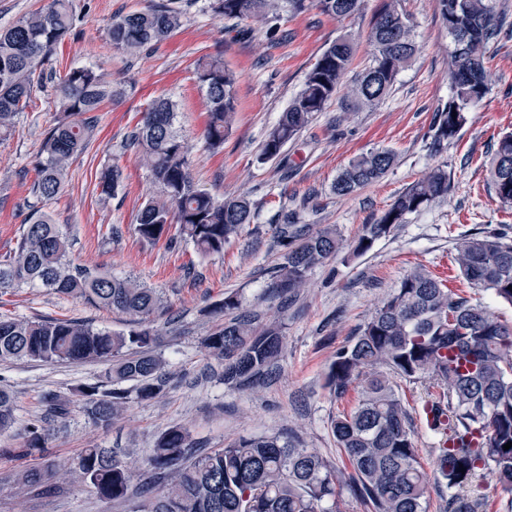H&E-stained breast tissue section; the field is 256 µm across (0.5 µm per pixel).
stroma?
<instances>
[{
  "mask_svg": "<svg viewBox=\"0 0 512 512\" xmlns=\"http://www.w3.org/2000/svg\"><path fill=\"white\" fill-rule=\"evenodd\" d=\"M382 0H362L359 11L336 19L312 8L283 14L288 37L271 42L265 30L240 31L208 7L209 0H186L182 26L167 39L128 56L106 36L111 16L150 7L153 0H73L79 20L53 53L57 70L92 66L114 80L121 93L99 114V132L87 151L69 167L63 192L45 204L71 235L74 263L133 277L159 290L166 309L157 319L156 350L168 363L169 382L158 400H132L125 415L109 426L94 425L80 395L97 383L104 366L0 361V388L15 397L13 428L0 434V512H139L142 499L122 503L99 498L85 484L59 483L47 490H27L14 481L20 469L38 465L35 457L16 455L25 428L45 413V399L55 394L71 403L67 422L54 424L49 459L54 469H73L83 449L119 448L135 473L146 471L159 434L173 425L187 427L198 446L214 449L241 436L281 433L298 446L317 449L332 464L340 451L330 429L341 410L325 386L327 367L372 314L376 304L413 268L438 270L453 265L454 241L463 235L501 232L512 237V208L502 205L488 184L489 163L502 132L512 130V36L500 34L489 47L490 94L467 116L454 140L432 151L431 126L450 94L448 33L436 0H402L412 15L418 51L396 79L391 93L370 109L349 112L333 100L288 145V174L277 163H259L262 142L322 51L336 38L354 43L347 73L355 78L372 59L368 35ZM222 53L233 70L236 114L220 151L203 138L206 100L194 69L202 56ZM178 104L176 128L189 150L190 173L218 197L248 193L255 216L223 253L199 256L193 245L148 242L134 231L141 206L158 188L141 165L126 136L155 98ZM62 117L53 87L37 92L20 113L7 140L0 142V261L20 240L22 226L37 200L30 187L32 161L44 134ZM386 148L397 155L394 169L378 183L352 196L332 191L339 172L361 153ZM447 162L452 188L445 202L412 215L362 254L350 246L392 203L394 197L429 167ZM118 167L123 183L105 199L97 186L101 169ZM311 229L332 228L347 247L315 268L310 283L286 313L287 349L278 378L263 388L239 392L225 386L222 368L200 345L220 317L210 312L216 300L239 293L246 308L267 314L272 304V272L280 246L275 227L281 214ZM0 316L88 321L94 328L125 331L128 316L73 300L42 288H17L0 294Z\"/></svg>",
  "mask_w": 512,
  "mask_h": 512,
  "instance_id": "stroma-1",
  "label": "stroma"
}]
</instances>
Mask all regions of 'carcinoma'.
Here are the masks:
<instances>
[{"instance_id":"carcinoma-1","label":"carcinoma","mask_w":512,"mask_h":512,"mask_svg":"<svg viewBox=\"0 0 512 512\" xmlns=\"http://www.w3.org/2000/svg\"><path fill=\"white\" fill-rule=\"evenodd\" d=\"M293 14L310 0H210V8L227 21H249L266 27L272 40L287 33L273 25L282 3ZM448 31V75L451 95L438 109L431 148L453 140L467 122L470 108L491 91L485 66L487 45L501 31L497 0H437ZM361 0H315L320 11L340 19L355 14ZM182 11L161 3L145 11L115 16L106 26L112 47L133 56L164 40L182 25ZM72 0H48L0 30V138L11 135L17 116L26 111L45 80L56 82L65 119L39 144L33 194L42 202L63 190L73 159L90 145L99 122L96 112L119 94L112 81L93 67H70L60 73L44 61L71 32ZM369 67L350 87L357 108L372 107L391 91L398 73L417 51L414 23L401 0H383L372 25ZM353 46L346 38L325 49L308 72L302 88L267 133L259 161L282 162L288 144L337 98ZM204 93L207 122L204 138L212 149L224 145L236 112V74L221 55H207L195 66ZM175 104L152 101L128 134L125 146L137 150L159 195L139 210L135 232L149 242L192 243L209 256L224 252L253 218L246 195L218 199L200 188L189 172L188 147L175 128ZM396 155L378 149L351 160L332 185L338 196H350L391 171ZM123 175L116 167L99 177L100 194L112 197ZM489 184L499 202L512 207V132L498 140L489 167ZM448 164L431 167L400 192L373 223L363 225L355 243L358 253L388 236L409 216L448 197ZM176 234L168 236L171 226ZM283 247L271 287L280 298L277 313L288 308L307 287L310 273L339 253L342 239L330 230L286 224L277 232ZM455 263L473 288L491 292L512 304V241L502 235L462 236L455 242ZM70 239L61 225L40 210L27 222L17 251L0 261V291L23 285L45 288L100 308L132 317L128 331L94 328L81 319L0 318V361L99 362L101 380L80 389L87 414L109 425L122 416L131 398L153 400L166 391L165 361L154 349L160 336L156 318L163 296L138 280L92 272L69 258ZM216 312L224 324L202 340L206 355L224 365V385L252 391L269 382L286 349L283 325L273 320L260 328L257 316L235 293L224 295ZM333 397L350 392L355 403L330 422L344 458L331 465L316 450L300 448L279 434L239 438L205 451L188 431L171 426L158 436L148 458L144 512H333L325 503L347 485L371 512H427L430 488L444 492L441 512H490L495 503L477 497L472 487L489 477L512 495V325L479 302L448 288L447 281L419 266L411 270L375 307L348 343L336 350L326 375ZM421 384L428 392L423 414L435 438L432 468L422 464L411 428L407 401L398 381ZM134 383L133 389L124 387ZM48 415L60 422L69 404L47 402ZM15 423L14 396L0 388V434ZM26 456L44 457L50 429L25 428ZM466 472H460V468ZM57 473L51 466L33 467L15 481L32 488L49 486ZM70 477L112 502L128 499L135 474L114 448H86Z\"/></svg>"}]
</instances>
